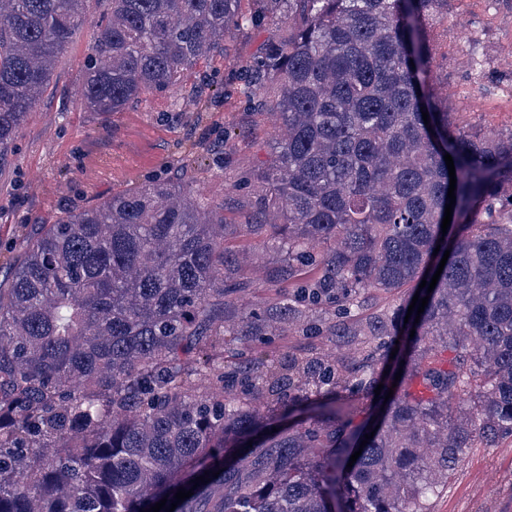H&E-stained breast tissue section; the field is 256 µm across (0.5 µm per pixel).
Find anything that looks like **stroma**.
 Returning <instances> with one entry per match:
<instances>
[{"label":"stroma","mask_w":512,"mask_h":512,"mask_svg":"<svg viewBox=\"0 0 512 512\" xmlns=\"http://www.w3.org/2000/svg\"><path fill=\"white\" fill-rule=\"evenodd\" d=\"M479 10L478 0H448V22L433 32L438 49L431 77L448 100L451 121L502 132L512 126L506 119L512 98L496 86L512 78V5L487 23L483 70L473 80L466 76L467 50L453 37L475 24ZM281 34L274 25L234 33L227 56L200 62L177 86L122 112H89L79 94L91 44V29L83 27L56 61L35 111L0 153V267L9 266L24 234L38 225L157 177L189 173L202 208H222L228 224L250 219L268 192L262 175L279 125L270 114L250 109L244 90L225 94L224 82ZM226 245L252 248L268 278L262 286L250 270H238L239 290L229 310L259 298L273 306L275 287L288 279L278 239L267 232L232 235ZM431 512H512V438L470 449L447 488L432 499Z\"/></svg>","instance_id":"stroma-1"}]
</instances>
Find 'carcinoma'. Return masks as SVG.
Segmentation results:
<instances>
[{"mask_svg": "<svg viewBox=\"0 0 512 512\" xmlns=\"http://www.w3.org/2000/svg\"><path fill=\"white\" fill-rule=\"evenodd\" d=\"M89 2L0 0V153ZM446 4L107 0L89 112L175 86L235 31L284 26L240 73L276 90L253 102L280 123L265 222L202 216L191 185L159 179L23 240L0 279V512H146L180 488L193 495L174 512H430L468 449L512 437V129H454L438 103L430 28ZM263 228L297 281L275 313L226 320L227 271L259 269L224 238ZM369 291L404 297L370 313ZM416 293L428 304L408 319ZM287 332L358 348L268 355ZM214 334L230 363L210 356ZM457 348L469 358H441ZM394 349L410 365L387 399Z\"/></svg>", "mask_w": 512, "mask_h": 512, "instance_id": "obj_1", "label": "carcinoma"}]
</instances>
